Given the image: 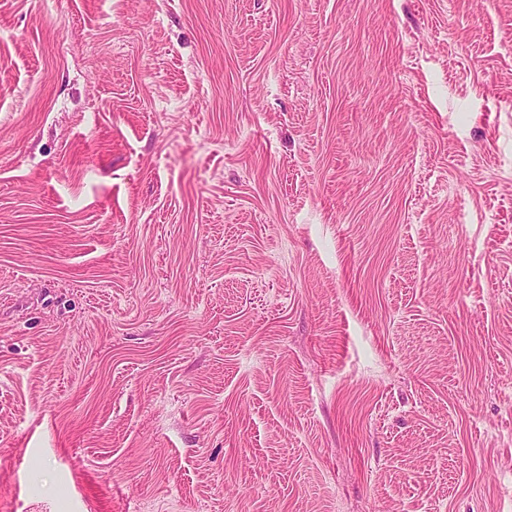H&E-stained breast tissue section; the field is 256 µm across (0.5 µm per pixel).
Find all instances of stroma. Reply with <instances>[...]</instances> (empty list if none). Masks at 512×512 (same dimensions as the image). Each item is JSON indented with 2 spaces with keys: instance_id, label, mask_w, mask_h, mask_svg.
I'll list each match as a JSON object with an SVG mask.
<instances>
[{
  "instance_id": "1",
  "label": "stroma",
  "mask_w": 512,
  "mask_h": 512,
  "mask_svg": "<svg viewBox=\"0 0 512 512\" xmlns=\"http://www.w3.org/2000/svg\"><path fill=\"white\" fill-rule=\"evenodd\" d=\"M0 512H512V0H0Z\"/></svg>"
}]
</instances>
